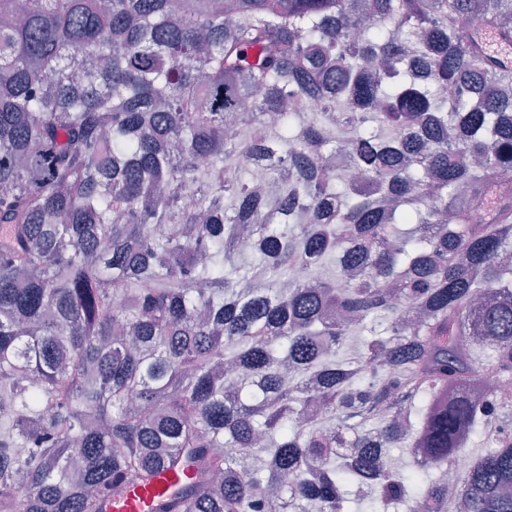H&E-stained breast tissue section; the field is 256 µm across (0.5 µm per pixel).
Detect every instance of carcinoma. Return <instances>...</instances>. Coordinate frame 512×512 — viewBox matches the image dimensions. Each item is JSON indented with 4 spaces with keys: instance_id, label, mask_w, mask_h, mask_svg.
Masks as SVG:
<instances>
[{
    "instance_id": "obj_1",
    "label": "carcinoma",
    "mask_w": 512,
    "mask_h": 512,
    "mask_svg": "<svg viewBox=\"0 0 512 512\" xmlns=\"http://www.w3.org/2000/svg\"><path fill=\"white\" fill-rule=\"evenodd\" d=\"M487 29L512 0H0V512L162 467L153 512H512Z\"/></svg>"
}]
</instances>
